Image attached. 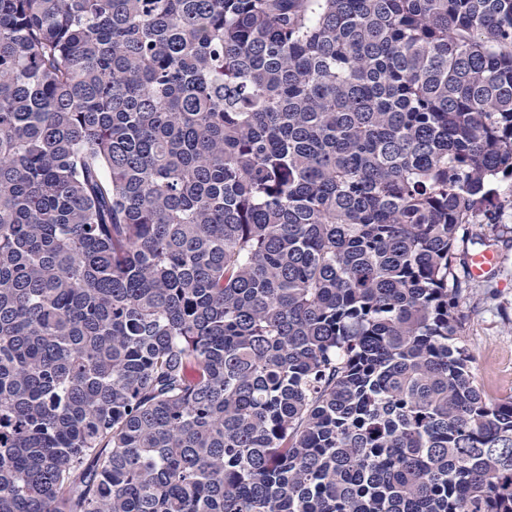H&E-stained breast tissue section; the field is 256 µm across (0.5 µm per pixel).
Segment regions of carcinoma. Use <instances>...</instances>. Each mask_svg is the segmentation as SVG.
Returning a JSON list of instances; mask_svg holds the SVG:
<instances>
[{"label":"carcinoma","instance_id":"obj_1","mask_svg":"<svg viewBox=\"0 0 512 512\" xmlns=\"http://www.w3.org/2000/svg\"><path fill=\"white\" fill-rule=\"evenodd\" d=\"M508 177L512 0H0V512H512ZM494 187L499 204L489 208L495 224H483L492 245L467 246L472 255L493 250L499 268L494 277L481 280L495 272L497 256L484 251L470 257L472 279L459 297L458 310L465 320L463 336L473 355L476 384L488 398L501 400L512 396V206L500 202L512 189V179Z\"/></svg>","mask_w":512,"mask_h":512}]
</instances>
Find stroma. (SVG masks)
Returning a JSON list of instances; mask_svg holds the SVG:
<instances>
[{
    "label": "stroma",
    "mask_w": 512,
    "mask_h": 512,
    "mask_svg": "<svg viewBox=\"0 0 512 512\" xmlns=\"http://www.w3.org/2000/svg\"><path fill=\"white\" fill-rule=\"evenodd\" d=\"M484 231L500 264L494 277L470 280L458 301L477 386L490 399L512 396V206L491 211Z\"/></svg>",
    "instance_id": "obj_1"
}]
</instances>
